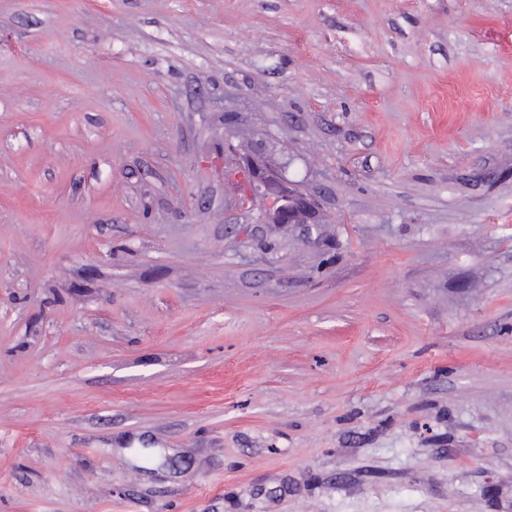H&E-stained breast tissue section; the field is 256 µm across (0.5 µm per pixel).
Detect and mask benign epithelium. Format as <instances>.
<instances>
[{
    "instance_id": "1",
    "label": "benign epithelium",
    "mask_w": 512,
    "mask_h": 512,
    "mask_svg": "<svg viewBox=\"0 0 512 512\" xmlns=\"http://www.w3.org/2000/svg\"><path fill=\"white\" fill-rule=\"evenodd\" d=\"M250 188L271 200L263 214L267 224H318L320 214L316 203L292 187L281 174L262 161L252 158L249 164Z\"/></svg>"
}]
</instances>
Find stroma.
Returning a JSON list of instances; mask_svg holds the SVG:
<instances>
[{"label":"stroma","instance_id":"obj_1","mask_svg":"<svg viewBox=\"0 0 512 512\" xmlns=\"http://www.w3.org/2000/svg\"><path fill=\"white\" fill-rule=\"evenodd\" d=\"M0 512H512V0H0ZM250 188L271 200L263 214L266 224H318L320 214L316 203L306 194L293 188L281 174L262 161L251 158L249 164Z\"/></svg>","mask_w":512,"mask_h":512}]
</instances>
